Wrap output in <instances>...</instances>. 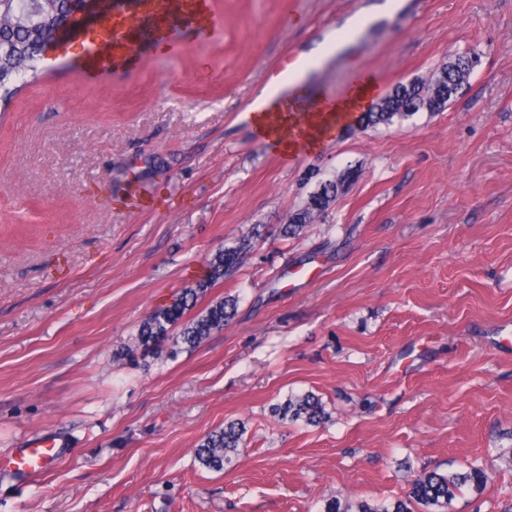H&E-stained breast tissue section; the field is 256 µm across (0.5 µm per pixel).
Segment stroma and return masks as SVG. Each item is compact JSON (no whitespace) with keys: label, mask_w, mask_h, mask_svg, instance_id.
Instances as JSON below:
<instances>
[{"label":"stroma","mask_w":512,"mask_h":512,"mask_svg":"<svg viewBox=\"0 0 512 512\" xmlns=\"http://www.w3.org/2000/svg\"><path fill=\"white\" fill-rule=\"evenodd\" d=\"M215 0L222 40L84 84L67 58L0 122V458L40 437L36 477L0 467V512H323L405 497L424 470L492 473L449 512H512V0H401L385 27L317 67L385 90L477 57L447 110L284 165L241 112L290 51L339 38L356 0ZM355 172L301 234L283 229ZM166 206L111 211L129 191ZM251 243L205 299L238 297L199 347L127 355L140 322ZM312 392L328 418L271 407ZM245 427L236 464L194 450Z\"/></svg>","instance_id":"stroma-1"}]
</instances>
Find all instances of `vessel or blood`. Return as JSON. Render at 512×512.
Here are the masks:
<instances>
[{
	"label": "vessel or blood",
	"mask_w": 512,
	"mask_h": 512,
	"mask_svg": "<svg viewBox=\"0 0 512 512\" xmlns=\"http://www.w3.org/2000/svg\"><path fill=\"white\" fill-rule=\"evenodd\" d=\"M223 35V21L210 0H137L132 8L114 0L111 11L68 27L58 45L76 48L81 76L93 83L106 74L137 71L151 54L179 56L183 42H212ZM312 68L310 59L289 52L267 71V98L250 99L246 107L255 142L286 164L335 139L337 125L382 85L374 72L360 68L349 75L341 94L319 93ZM55 457L53 443L43 440L19 449L13 464L41 474Z\"/></svg>",
	"instance_id": "b4317fda"
}]
</instances>
